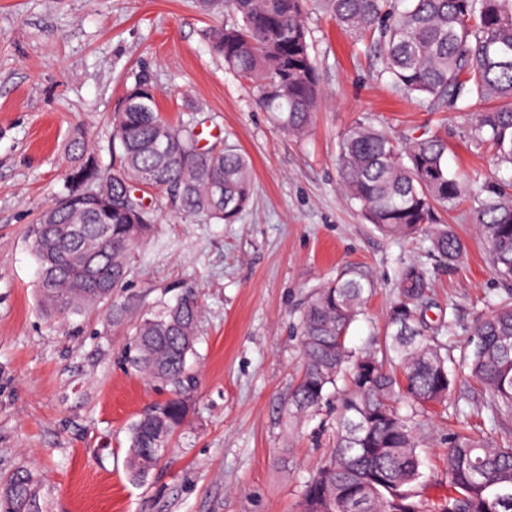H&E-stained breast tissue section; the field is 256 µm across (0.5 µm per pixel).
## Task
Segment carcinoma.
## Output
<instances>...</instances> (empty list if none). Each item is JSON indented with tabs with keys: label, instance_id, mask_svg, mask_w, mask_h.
Masks as SVG:
<instances>
[{
	"label": "carcinoma",
	"instance_id": "1",
	"mask_svg": "<svg viewBox=\"0 0 512 512\" xmlns=\"http://www.w3.org/2000/svg\"><path fill=\"white\" fill-rule=\"evenodd\" d=\"M308 0H199L228 15L208 32L224 64L253 86L257 104L296 136L308 132L323 95L310 54ZM340 28L373 47L378 74L429 112H467L468 134L512 167V0H319ZM195 115L173 123L160 112L157 88L135 81L114 112L110 164L81 141L65 190L27 228L38 266L39 303L51 315L76 314L106 303L126 282L132 250L159 223L166 196L176 216L234 224L253 199L252 164L237 145L215 152L202 143ZM444 136L426 128L396 138L360 121L339 141L338 178L344 198L399 242L432 230L431 247L450 264L464 245L438 209L465 192L448 171ZM488 193L475 223L497 273L512 280V191ZM430 271L416 263L398 270V298L383 337L357 353L347 346L351 325L375 288L373 275L349 265L307 298L296 336L302 369L288 399V419L319 411L336 397L335 448L305 482L301 512H421L424 438L418 418L447 402L455 377L479 383L490 411L488 431L448 435L443 475L448 496L437 512H512V293L499 299L453 359L438 339L455 320L430 327L423 311ZM200 305L185 289L133 334L129 364L169 388L170 396L129 427L126 469L145 480L163 460L187 415ZM36 478L24 467L0 482V512H35Z\"/></svg>",
	"mask_w": 512,
	"mask_h": 512
}]
</instances>
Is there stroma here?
<instances>
[{
  "mask_svg": "<svg viewBox=\"0 0 512 512\" xmlns=\"http://www.w3.org/2000/svg\"><path fill=\"white\" fill-rule=\"evenodd\" d=\"M222 20L196 0H0V477L32 469L39 512H300L306 478L336 441L334 404L287 417L301 366L293 328L313 289L349 264L373 274L347 337L365 351L383 334L399 267L420 263L432 273L427 318L454 314L457 357L505 295L474 224L479 199L443 215L465 245L448 268L427 234L385 238L338 189V143L359 121L398 137L440 130L450 172L512 185V168L468 139L466 119L394 91L364 45L314 7L308 41L324 96L310 131L289 135L212 53L206 32ZM141 76L170 121L195 113L205 142L226 139L250 157L253 202L234 224L163 209L110 303L47 316L26 229L62 194L74 137L108 158L112 114ZM177 285L201 307L189 360L198 383L164 461L137 482L125 470L128 428L168 392L131 368L129 342ZM482 401L459 381L447 410L423 422L428 471L439 474L457 413Z\"/></svg>",
  "mask_w": 512,
  "mask_h": 512,
  "instance_id": "1",
  "label": "stroma"
}]
</instances>
